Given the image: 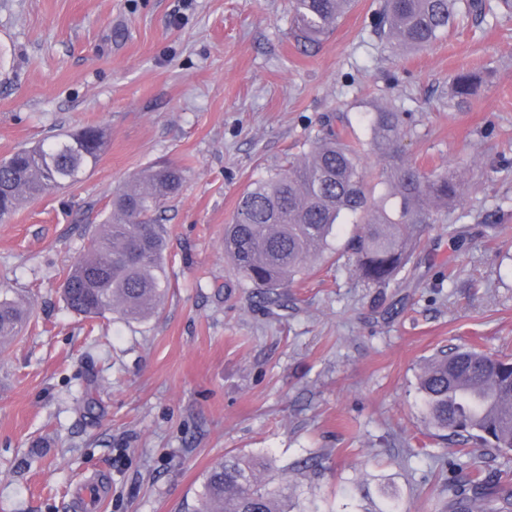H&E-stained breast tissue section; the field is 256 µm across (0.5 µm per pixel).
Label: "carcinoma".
I'll list each match as a JSON object with an SVG mask.
<instances>
[{
	"mask_svg": "<svg viewBox=\"0 0 512 512\" xmlns=\"http://www.w3.org/2000/svg\"><path fill=\"white\" fill-rule=\"evenodd\" d=\"M353 0H291L298 35L306 41L329 37ZM512 14V0H383L374 31L402 49H426L455 29L461 18ZM482 76L461 70L452 78L449 101L463 103ZM412 115L392 105L373 113L371 139L353 140L329 126L306 149L252 182L224 227V256L241 279L276 302L281 286L306 264L332 250L344 224L355 225L348 264L366 284L385 287L412 262L431 224L456 223L460 181L446 173L426 174L400 148ZM108 143L107 130L87 126L48 142L22 147L0 159V216L31 199L80 182ZM380 161L375 178L363 165L364 150ZM185 182L183 168L169 162L145 167L112 200L107 223L95 231L87 253L65 274L67 307L86 317L117 310L144 321L169 288L162 206ZM29 309L0 297V346L20 335ZM428 425L449 431L485 450H512V360L475 348L432 358L419 375ZM462 485L448 483L453 512H501L489 480L478 475ZM278 495L243 457L226 456L206 473L197 512H284Z\"/></svg>",
	"mask_w": 512,
	"mask_h": 512,
	"instance_id": "obj_1",
	"label": "carcinoma"
}]
</instances>
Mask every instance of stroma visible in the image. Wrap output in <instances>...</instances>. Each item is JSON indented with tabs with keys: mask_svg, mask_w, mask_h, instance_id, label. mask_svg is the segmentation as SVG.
<instances>
[{
	"mask_svg": "<svg viewBox=\"0 0 512 512\" xmlns=\"http://www.w3.org/2000/svg\"><path fill=\"white\" fill-rule=\"evenodd\" d=\"M355 0L306 47L290 0H0V158L102 125L89 175L0 218V290L30 322L0 351V512H193L225 455L288 488V512H440L462 442L428 426L421 368L463 346L512 354V17L471 21L417 53ZM478 95L448 104L459 70ZM412 112L406 157L470 187L463 245L431 225L386 288L339 259L263 303L224 257L239 197L325 125L366 139V115ZM187 170L162 215L169 289L148 320L87 319L61 285L149 164ZM93 399V411L83 402Z\"/></svg>",
	"mask_w": 512,
	"mask_h": 512,
	"instance_id": "obj_1",
	"label": "stroma"
}]
</instances>
